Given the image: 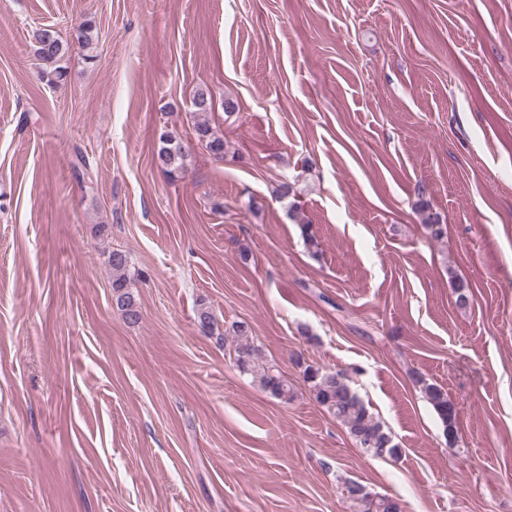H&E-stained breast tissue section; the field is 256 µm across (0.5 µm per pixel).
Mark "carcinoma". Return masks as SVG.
<instances>
[{
    "instance_id": "1",
    "label": "carcinoma",
    "mask_w": 512,
    "mask_h": 512,
    "mask_svg": "<svg viewBox=\"0 0 512 512\" xmlns=\"http://www.w3.org/2000/svg\"><path fill=\"white\" fill-rule=\"evenodd\" d=\"M33 55L38 61L41 79L49 86H56L65 77V68L61 65L69 46L59 32L51 27H39L32 34ZM192 104L201 120L194 124V136L202 147L215 158H224V136L204 118L213 109L211 94L199 87L194 90ZM159 148L155 154V163L170 178L180 177L187 170L188 153L181 141L169 132L159 137ZM419 212L423 216L430 234L439 237L443 233L441 217L433 212L425 191L419 190ZM108 265L112 270V297L122 318L129 324L141 320V311L132 294L128 291L129 255L121 249H114L108 255ZM197 323L201 331L214 334V316L209 307L201 304L197 309ZM233 336L240 339L234 347L235 364L243 373L250 375L262 391L281 401L288 402L293 397L292 386L274 363L261 359L258 350L248 340L247 327L241 323L232 325ZM304 381L309 384L315 401L348 431L356 445L364 452L379 458H394L399 448L392 437L376 420L358 394L351 388L346 374L341 370L324 369L307 365L303 369ZM422 389L440 419L448 440H456L457 409L448 400V395L437 385L419 379ZM346 498L358 509V512H401L397 501L378 496L366 486L348 481L344 485Z\"/></svg>"
}]
</instances>
